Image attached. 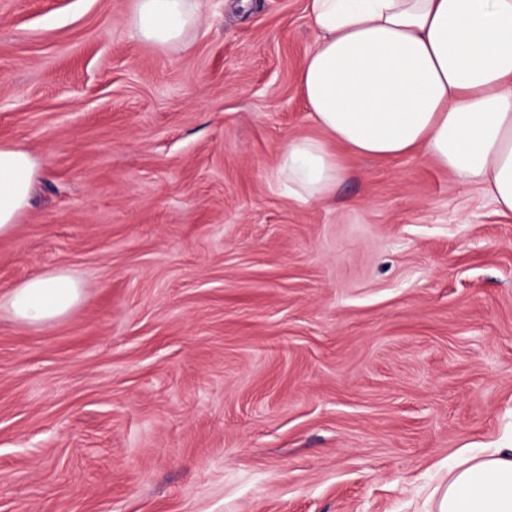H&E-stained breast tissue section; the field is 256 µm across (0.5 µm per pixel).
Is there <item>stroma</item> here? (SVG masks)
<instances>
[{
  "label": "stroma",
  "mask_w": 512,
  "mask_h": 512,
  "mask_svg": "<svg viewBox=\"0 0 512 512\" xmlns=\"http://www.w3.org/2000/svg\"><path fill=\"white\" fill-rule=\"evenodd\" d=\"M0 0V142L43 162L0 239V512H434L512 428V213L423 154L274 177L319 136L309 0ZM65 271L46 327L8 293ZM194 0H137L130 24L145 42L158 46L181 43L198 24ZM82 287L69 274L56 271L36 275L8 295L13 316L26 325H49L67 314L81 299Z\"/></svg>",
  "instance_id": "obj_1"
}]
</instances>
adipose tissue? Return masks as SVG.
Segmentation results:
<instances>
[{
	"instance_id": "1",
	"label": "adipose tissue",
	"mask_w": 512,
	"mask_h": 512,
	"mask_svg": "<svg viewBox=\"0 0 512 512\" xmlns=\"http://www.w3.org/2000/svg\"><path fill=\"white\" fill-rule=\"evenodd\" d=\"M317 32L299 82L317 137L289 139L276 174L292 196L327 199L357 155L423 152L512 212V0H311ZM145 42L181 43L198 24L193 0H137ZM42 162L0 143V238L27 212ZM69 274L36 275L8 295L13 316L47 325L81 299ZM437 512H512V446L463 448L436 491Z\"/></svg>"
}]
</instances>
